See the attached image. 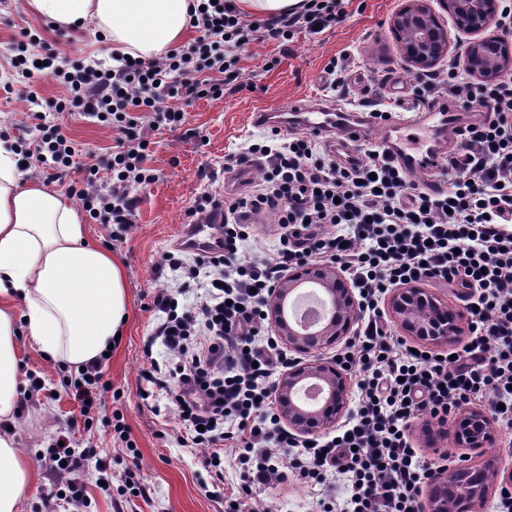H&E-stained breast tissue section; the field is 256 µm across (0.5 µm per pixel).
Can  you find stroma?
I'll use <instances>...</instances> for the list:
<instances>
[{
  "instance_id": "35a3bbf8",
  "label": "stroma",
  "mask_w": 512,
  "mask_h": 512,
  "mask_svg": "<svg viewBox=\"0 0 512 512\" xmlns=\"http://www.w3.org/2000/svg\"><path fill=\"white\" fill-rule=\"evenodd\" d=\"M399 6L400 0H350L346 19L330 30L297 33L285 47L273 40L250 45L240 62L241 84L225 86L221 99H201L185 106L183 128L162 126L151 132V166L158 179L134 189L138 207L133 227L86 223L89 241L120 260L129 293L124 332L102 370V381L111 392L94 410L91 429L70 427L80 407L62 385L67 366L43 357L30 343L22 345L25 372L44 382L37 399L16 417L18 446L35 471V483L24 498L22 512H74L48 457L55 436L67 429L79 447L93 450L112 476L111 488L101 489L95 467H87L82 476L90 502L87 512H224L223 498L207 496L197 482L204 471L206 449L179 444L183 430L176 415L166 410L163 395L146 399L140 395L142 369L150 360L165 358L164 347L152 338L159 318L152 301L173 274L156 272L155 263L163 252L175 248L186 222L185 212L194 199L213 190L211 174L220 170L225 155L271 138L270 127L253 123V112L291 100L332 99L331 77L325 71L330 59H338L348 96L356 102L386 107L392 98L409 95L417 80L401 59L389 27ZM27 31L55 43L60 54L71 60L112 63L96 28L79 31L70 44L60 40L51 22L31 11L26 0H0V83L12 80L11 60ZM271 58L275 66L265 69V61ZM375 73L387 76L384 89H371ZM53 115L84 155L105 158L111 153L115 133L110 124L86 120L75 112ZM118 421L127 429L126 440L115 435ZM411 436L415 447L435 466L459 458L472 465L480 462L476 452L459 447L453 435L429 439L422 422L414 423ZM133 469L148 487V497L120 492L122 476ZM311 496L310 487L288 480L263 492L260 506L265 512H307Z\"/></svg>"
}]
</instances>
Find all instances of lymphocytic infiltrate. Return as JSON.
Returning a JSON list of instances; mask_svg holds the SVG:
<instances>
[{
	"mask_svg": "<svg viewBox=\"0 0 512 512\" xmlns=\"http://www.w3.org/2000/svg\"><path fill=\"white\" fill-rule=\"evenodd\" d=\"M345 7L346 0H305L301 10L253 20L234 0H201L189 19L198 38L156 56L102 71L81 62L59 64L49 46L15 57L11 65L26 82L37 132L21 140L18 164L25 170L38 165L46 181L65 182L91 218L131 225L137 209L132 188L157 179L142 127L146 114H161L169 128L182 126L185 104L219 99L225 84L238 80L246 44L282 42L300 28L322 33L346 18ZM44 78L70 93L56 102V111L76 112L119 132L104 167L89 165L82 181L65 180L82 150L60 125L47 124L35 89ZM439 92L486 115L466 126L443 173L447 189L429 194L412 188L406 172L377 147L365 150L364 161L343 166L310 134L253 143L224 163L231 172L261 156L264 175L252 190L222 201L206 193L186 212L195 224L223 208V250L190 263L168 251L156 264L181 284L154 297L160 318L152 336L167 356L142 378L164 392L187 441L209 448L212 477L200 479L201 488L221 495L225 465L238 471L232 512H244L248 500L290 476L317 486L312 512H418L431 468L407 435L414 419H445L459 405L484 399L495 422L512 428V79L462 82L452 71L418 88L416 105ZM102 169L110 175L106 188L97 181ZM266 216L280 227L277 248L239 260L250 226ZM324 262L339 264L362 294L356 335L335 356L342 367L358 369L360 380L352 423L329 440L310 443L274 428L273 378L293 359L266 333L263 301L291 270ZM421 281L477 294L468 339L456 355L412 349L388 325L383 297ZM191 282L202 294L194 306L180 305ZM71 386L83 421H90L107 391L101 364L81 368ZM87 458V450L69 440L49 456L78 507L86 504L79 475ZM338 483L345 491L341 501L331 493Z\"/></svg>",
	"mask_w": 512,
	"mask_h": 512,
	"instance_id": "1",
	"label": "lymphocytic infiltrate"
}]
</instances>
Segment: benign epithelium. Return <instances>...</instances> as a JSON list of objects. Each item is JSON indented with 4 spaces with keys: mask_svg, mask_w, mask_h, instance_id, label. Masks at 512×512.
Segmentation results:
<instances>
[{
    "mask_svg": "<svg viewBox=\"0 0 512 512\" xmlns=\"http://www.w3.org/2000/svg\"><path fill=\"white\" fill-rule=\"evenodd\" d=\"M432 0H402L389 19L403 61L417 75L435 72L448 58L450 37L447 25L431 7ZM448 13L456 30L468 39L462 43V64L466 76L474 82H493L512 74V42L487 31L496 24L504 0H437ZM321 294L330 315L311 333H303L293 324L289 308L292 295L302 287ZM430 303L435 327L431 341L448 343L463 331L469 318L459 309L448 306L423 288L405 287L392 290L387 299L389 313L402 328L413 333L416 305ZM265 319L288 349L305 353L312 360L294 363L274 382L279 419L288 430L302 437L316 436L349 415L350 373L337 363L320 358L326 347L350 338L360 317L359 300L334 264L300 267L285 276L274 288L264 305ZM307 385L320 394L314 403L303 401L299 393ZM453 423L457 426L459 445L479 451L483 456L494 451L491 406H460ZM485 476L484 483L470 503L471 512H483L488 495L499 486L512 484V469L504 473L488 461L474 467L448 466L433 477L434 491L428 494L421 512H448L447 500L438 488L447 487L473 470Z\"/></svg>",
    "mask_w": 512,
    "mask_h": 512,
    "instance_id": "obj_1",
    "label": "benign epithelium"
}]
</instances>
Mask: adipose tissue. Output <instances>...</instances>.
<instances>
[{
	"instance_id": "adipose-tissue-1",
	"label": "adipose tissue",
	"mask_w": 512,
	"mask_h": 512,
	"mask_svg": "<svg viewBox=\"0 0 512 512\" xmlns=\"http://www.w3.org/2000/svg\"><path fill=\"white\" fill-rule=\"evenodd\" d=\"M193 0H28L58 29L95 27L115 57L162 52L182 35ZM0 143V512H21L35 475L10 427L18 413L23 315L39 352L78 369L101 360L123 329L128 294L120 262L93 246L60 190L19 170Z\"/></svg>"
}]
</instances>
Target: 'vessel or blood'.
<instances>
[{"instance_id":"1","label":"vessel or blood","mask_w":512,"mask_h":512,"mask_svg":"<svg viewBox=\"0 0 512 512\" xmlns=\"http://www.w3.org/2000/svg\"><path fill=\"white\" fill-rule=\"evenodd\" d=\"M293 119V126L321 139L328 149L337 151L344 161L357 159L356 147L368 140L372 133H379L380 146L404 171L423 177L426 190L436 191L441 186V172L446 168L453 151H456L461 133L466 126V115L455 107L427 104L411 117L402 114L401 100H393L387 120L378 121L371 114L342 112L335 105L323 101L310 104L289 102L285 107ZM430 128L432 135L417 150L407 146L409 136L406 123ZM222 235L218 220H205L186 225L181 243L193 252L218 250Z\"/></svg>"}]
</instances>
